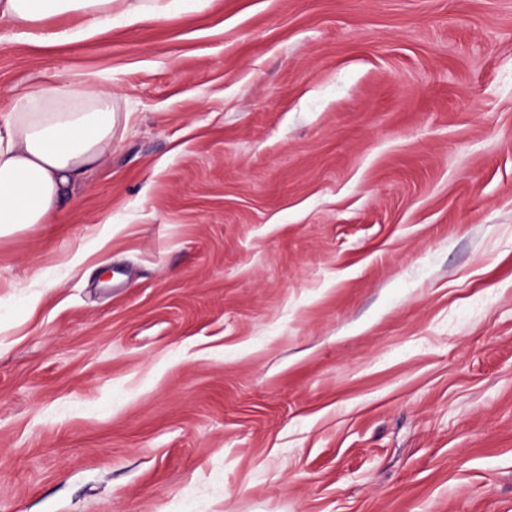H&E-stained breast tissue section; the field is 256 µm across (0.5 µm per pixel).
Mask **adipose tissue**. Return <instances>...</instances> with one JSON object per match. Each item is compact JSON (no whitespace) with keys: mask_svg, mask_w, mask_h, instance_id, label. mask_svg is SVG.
<instances>
[{"mask_svg":"<svg viewBox=\"0 0 512 512\" xmlns=\"http://www.w3.org/2000/svg\"><path fill=\"white\" fill-rule=\"evenodd\" d=\"M172 0H0V22L22 27L32 43L72 40L47 20L76 14L86 31L133 25L169 12ZM111 91L92 83L47 79L16 93L0 113V237L57 224L86 171L111 147L118 124Z\"/></svg>","mask_w":512,"mask_h":512,"instance_id":"1","label":"adipose tissue"}]
</instances>
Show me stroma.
<instances>
[{
	"instance_id": "35a3bbf8",
	"label": "stroma",
	"mask_w": 512,
	"mask_h": 512,
	"mask_svg": "<svg viewBox=\"0 0 512 512\" xmlns=\"http://www.w3.org/2000/svg\"><path fill=\"white\" fill-rule=\"evenodd\" d=\"M0 113L128 116L0 238V512H512V0H180Z\"/></svg>"
}]
</instances>
